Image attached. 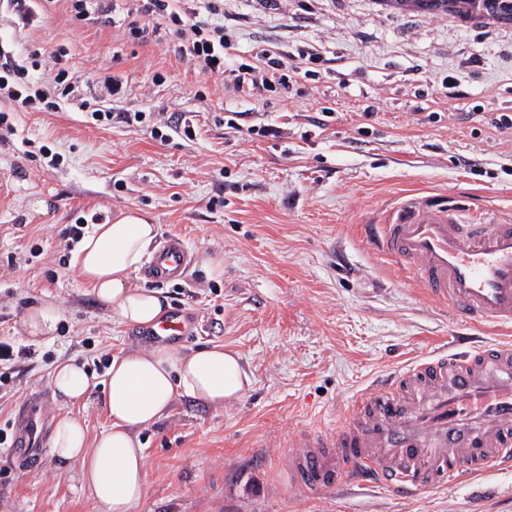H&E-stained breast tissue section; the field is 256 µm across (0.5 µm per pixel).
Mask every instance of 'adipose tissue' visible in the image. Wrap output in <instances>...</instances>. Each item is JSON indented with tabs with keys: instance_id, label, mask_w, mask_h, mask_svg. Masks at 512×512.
<instances>
[{
	"instance_id": "obj_1",
	"label": "adipose tissue",
	"mask_w": 512,
	"mask_h": 512,
	"mask_svg": "<svg viewBox=\"0 0 512 512\" xmlns=\"http://www.w3.org/2000/svg\"><path fill=\"white\" fill-rule=\"evenodd\" d=\"M157 233V225L145 214L127 210L93 225L74 255L97 301L119 323L150 326L166 316L168 302L160 291L131 282ZM249 382L239 353L221 346L184 355L165 346L116 355L102 381L83 364L58 363L52 373L55 392L75 405L102 386L111 424L91 441L79 416L61 415L54 425L51 453L78 465L83 485L104 512H135L146 491V453L139 431L165 417L176 397L218 408L239 398Z\"/></svg>"
}]
</instances>
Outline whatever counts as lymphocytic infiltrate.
Here are the masks:
<instances>
[{"label": "lymphocytic infiltrate", "instance_id": "lymphocytic-infiltrate-1", "mask_svg": "<svg viewBox=\"0 0 512 512\" xmlns=\"http://www.w3.org/2000/svg\"><path fill=\"white\" fill-rule=\"evenodd\" d=\"M73 21L121 29L138 43H148L162 23L174 24L179 42L175 54L187 60L195 73L220 75L225 91L240 98H254L273 86H292L298 69L286 56L263 49L251 64L225 63L224 53L232 39L224 23V0H63ZM64 48H55L32 66L20 64L8 51L0 50V102L18 101L29 108L55 111L70 100H79L99 123L111 122L112 103L124 97L117 77L96 83L92 95L78 97L77 78L71 77L59 61Z\"/></svg>", "mask_w": 512, "mask_h": 512}]
</instances>
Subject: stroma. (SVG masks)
<instances>
[{"instance_id":"obj_1","label":"stroma","mask_w":512,"mask_h":512,"mask_svg":"<svg viewBox=\"0 0 512 512\" xmlns=\"http://www.w3.org/2000/svg\"><path fill=\"white\" fill-rule=\"evenodd\" d=\"M224 11L229 64L250 62L255 48H314L315 76L234 98L175 55L172 35L141 46L72 21L60 5L38 7L27 27L0 8L1 46L21 56L65 46L61 65L83 94L116 75L126 94L113 112L145 114L98 125L73 105L18 107L12 132H0V342L24 352L0 362V429L32 398L49 419L61 414L58 362L78 359L101 378L115 354L152 346L97 302L61 236L136 208L193 254L187 278L157 286L196 325L174 350L230 348L251 378L224 407L180 396L141 430L147 487L137 512H512V470L415 495L351 481L303 492L288 486L287 458L304 431L336 427L376 377L453 337L487 339L405 281L365 227L408 197L512 213V129L489 124L512 116V23L389 0H225ZM232 111L281 133L229 128ZM183 112L194 117L189 136L167 126ZM36 198L46 214L31 215ZM213 261L222 274L209 272ZM40 307L57 319L34 337L27 315ZM0 512L103 508L77 466L46 452L19 467L5 442Z\"/></svg>"}]
</instances>
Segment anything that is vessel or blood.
Wrapping results in <instances>:
<instances>
[{"mask_svg": "<svg viewBox=\"0 0 512 512\" xmlns=\"http://www.w3.org/2000/svg\"><path fill=\"white\" fill-rule=\"evenodd\" d=\"M374 234L381 255L465 322L512 327V221L493 214L476 222L458 205L410 198L391 208ZM191 265L185 241L169 236L145 274L178 280ZM190 333V319L180 313L149 330L165 341ZM47 423L38 400L16 410V463L40 458ZM511 466L512 342L498 340L407 364L360 390L339 429L302 433L288 453L291 485L301 491L369 476L414 493Z\"/></svg>", "mask_w": 512, "mask_h": 512, "instance_id": "vessel-or-blood-1", "label": "vessel or blood"}]
</instances>
